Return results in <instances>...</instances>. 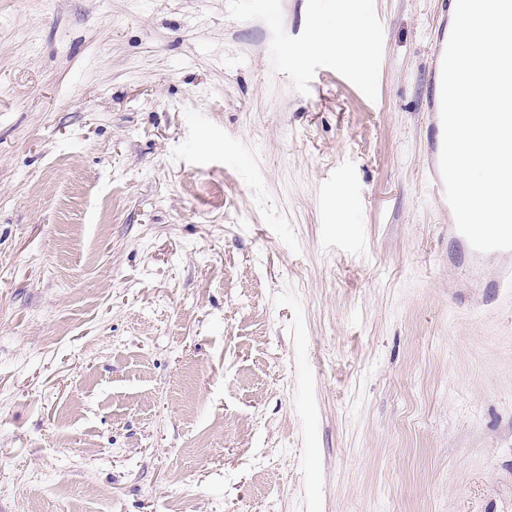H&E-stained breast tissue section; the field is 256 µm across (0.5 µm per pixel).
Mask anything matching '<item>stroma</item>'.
I'll list each match as a JSON object with an SVG mask.
<instances>
[{"label": "stroma", "mask_w": 512, "mask_h": 512, "mask_svg": "<svg viewBox=\"0 0 512 512\" xmlns=\"http://www.w3.org/2000/svg\"><path fill=\"white\" fill-rule=\"evenodd\" d=\"M355 12L366 66L311 49ZM436 0H0V512H512V288L427 195Z\"/></svg>", "instance_id": "35a3bbf8"}]
</instances>
